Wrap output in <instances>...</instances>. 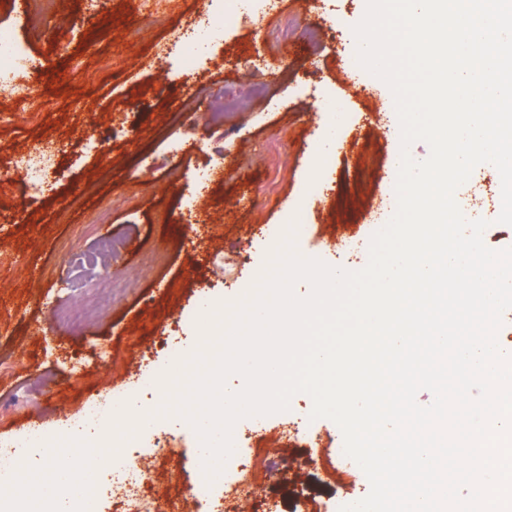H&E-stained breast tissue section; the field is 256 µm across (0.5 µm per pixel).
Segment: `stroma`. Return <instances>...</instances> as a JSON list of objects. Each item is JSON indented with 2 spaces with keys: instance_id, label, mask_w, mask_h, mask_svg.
I'll return each instance as SVG.
<instances>
[{
  "instance_id": "1",
  "label": "stroma",
  "mask_w": 512,
  "mask_h": 512,
  "mask_svg": "<svg viewBox=\"0 0 512 512\" xmlns=\"http://www.w3.org/2000/svg\"><path fill=\"white\" fill-rule=\"evenodd\" d=\"M210 0H178L175 9L145 15L140 0H0V23L29 37L44 69L34 92L41 106L0 91V178L10 177L12 200L0 208V361L12 363L0 376V438L29 427L47 437L64 436L78 400L129 387L148 368L170 384V397L188 383L193 358L204 353L215 324L178 327L192 313L197 289H208L217 310L232 318L256 295L272 271V245L264 225L300 213L308 235L295 251L335 266L344 238L369 241L374 215L399 169L400 137L386 129L394 112L390 89L369 77L353 80L349 60L357 41L353 26L365 0H275L255 25L237 27L216 48L200 77L179 72L177 56L153 61L183 14L207 10ZM112 69L101 73L99 55ZM265 87L263 98L215 122L212 94ZM345 99L340 125L322 111L326 96ZM106 138L107 153L86 152L81 133ZM185 143L168 151L170 138ZM61 142L52 174L55 186L30 198L10 160L27 146ZM219 172L220 187L206 198V227L182 221L176 202L193 193V172L204 163ZM111 202L110 220L98 221L101 199ZM122 240L115 271L136 282L96 325L76 335L56 320V310L99 285L96 270L58 280L65 265L93 255L100 237ZM178 339L186 375L171 369L168 339ZM113 368H105V358ZM313 400L300 392L286 412L240 420L236 432L288 421L327 441L329 458L344 435L330 418H312ZM112 429L126 437L169 443L193 468L199 439L193 428L167 413L140 426L116 410ZM287 482L271 478L244 512H294L299 495L315 490L320 503L335 500L340 487L323 483L320 465L301 463L297 453L282 460Z\"/></svg>"
}]
</instances>
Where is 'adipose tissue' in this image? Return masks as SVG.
I'll return each mask as SVG.
<instances>
[{
  "label": "adipose tissue",
  "mask_w": 512,
  "mask_h": 512,
  "mask_svg": "<svg viewBox=\"0 0 512 512\" xmlns=\"http://www.w3.org/2000/svg\"><path fill=\"white\" fill-rule=\"evenodd\" d=\"M67 437L71 445L79 447L80 453L77 459L66 463H58L57 449L47 446L31 449L30 454L38 459L39 465L25 478L23 502L27 512H43L48 505L54 512H68L65 490L95 482L102 466L95 458L96 453L117 441L111 428L103 424L91 429H71Z\"/></svg>",
  "instance_id": "ef3b65f1"
}]
</instances>
